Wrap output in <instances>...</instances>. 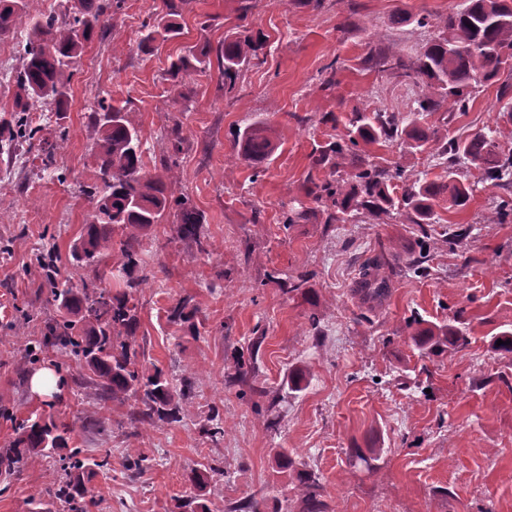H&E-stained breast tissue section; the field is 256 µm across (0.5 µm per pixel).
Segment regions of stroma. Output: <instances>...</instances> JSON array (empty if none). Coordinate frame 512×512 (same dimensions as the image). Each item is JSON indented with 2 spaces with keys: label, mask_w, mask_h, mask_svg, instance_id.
Segmentation results:
<instances>
[{
  "label": "stroma",
  "mask_w": 512,
  "mask_h": 512,
  "mask_svg": "<svg viewBox=\"0 0 512 512\" xmlns=\"http://www.w3.org/2000/svg\"><path fill=\"white\" fill-rule=\"evenodd\" d=\"M465 0H326L313 10L303 0H255L247 21L238 0H189L181 35L141 52L142 24L162 0H124L111 33L95 36L78 59L63 117L41 110L34 121L47 137L63 136L58 158L66 183L41 175L30 147L0 156V405L18 418H41L71 428L69 448L82 449L94 471L101 512H191L205 494L212 512L256 500L263 512H304L302 473L318 474L325 512H512V354L496 351L492 336L512 326V223L490 217L498 195L478 185L464 210L435 206L429 237L401 218L284 226L283 212L304 199L308 156L344 126L347 112L369 105L406 112L416 85L366 69L362 59L379 43L408 56L433 29L418 17H445ZM265 39L257 59L234 86L218 71L179 77L170 96L172 56L192 46L218 47L239 25ZM337 62L338 86L321 87V70ZM497 85L480 87L469 112L424 116L465 138L505 127ZM126 107L148 153L149 173L172 158L178 182L204 222L212 245L170 231L173 215L138 238L137 363L161 369L173 387L191 383L181 422H142L133 397L101 398L79 365L51 351L28 363L24 345L40 338L58 310L42 286L36 253L54 248L63 278L86 276L71 251L86 232L93 205L80 191L92 182L89 115L99 97ZM267 121L277 149L261 176L236 158V128ZM180 127L179 154L167 132ZM370 162L405 160L423 180L443 173L428 152L403 154L400 145L368 148ZM471 229L448 247L450 226ZM396 254L401 263L388 295L364 301L358 291L364 262ZM424 257L426 272L409 262ZM306 276L303 288L286 283ZM195 307L186 323L169 322L180 299ZM465 309L469 344L422 355L411 316L440 323ZM316 315L318 328L308 317ZM56 371L51 395L32 391L39 368ZM222 440L207 434L212 412ZM105 421V432L92 422ZM362 449L373 469L356 464ZM145 456L143 471L126 468ZM107 467H100L101 459ZM59 454L36 455L15 475L0 471V512H30V497L61 475ZM221 468L210 476L211 468ZM207 474L205 490L191 471Z\"/></svg>",
  "instance_id": "1"
}]
</instances>
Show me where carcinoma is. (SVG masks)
I'll return each instance as SVG.
<instances>
[{
	"mask_svg": "<svg viewBox=\"0 0 512 512\" xmlns=\"http://www.w3.org/2000/svg\"><path fill=\"white\" fill-rule=\"evenodd\" d=\"M124 0H67L60 12L34 14L30 0H0V34H24L20 41L22 65L16 84L30 106H54L64 111L70 98V83L65 71L75 67L84 42L94 35L112 30V17ZM167 12L156 14L143 25L146 34L140 40L144 50L174 40L182 27L172 20L176 15L171 0H165ZM421 28L436 26L439 34L428 40L415 55L407 58L397 52L372 45L364 57L368 69L390 71L420 87L409 104L407 115L381 109L356 110L346 123V134L316 147L309 155L304 193L326 213L325 223L379 217L397 213L405 223L415 224L422 233L425 225L436 223L434 206L448 198V207L462 209L470 201L473 187L458 178L460 167L471 165L479 171V181L512 193V152L505 151L512 130L494 131L489 137L477 134L469 139L450 137L437 127L420 125V117L441 109L466 112L476 88L499 81L501 71L512 65V0H467V5L445 18L432 22L428 15L417 19ZM261 38L240 33L224 36L217 50V69L224 81L234 84L240 72L261 49ZM212 49L191 47L170 62L168 74L206 72L212 68ZM92 156L95 181L82 193L94 204L87 238L73 247L74 260L85 267L97 268L112 258L109 226L125 231L121 242L120 275L115 291L98 289L85 279L76 287H59L60 269L54 251L47 250L36 258L44 272L42 287L60 310L69 314L85 313L81 321L72 319L45 321L43 337L26 350L29 363L57 348L82 364L85 382L102 394L132 395L142 405L141 418L177 423L181 420V402L192 394L185 383L174 393L162 372L148 373L137 367L133 342L139 324L136 294L144 278L133 275L140 260L134 248L140 233L163 220L167 211L177 207L172 232L178 238L194 240L202 253L207 242L200 233L202 219L186 199L173 197L176 178L169 164L163 173L146 172L148 148L138 128L130 121L124 106L98 100L91 113ZM42 127L34 126L26 109L0 119V154H10L25 143L38 139L40 171L56 169L62 138L49 141L37 137ZM407 144L416 150H431L444 175L435 181H420L400 165L367 163L362 157L370 145ZM238 156L260 172L268 164L276 143L269 135L268 123L255 122L235 134ZM311 209L291 208L283 224L291 226L309 221ZM391 264L380 255L363 267L360 289L368 300H379L388 293ZM465 310L460 309L448 323L424 325L414 336L424 355H438L449 345L463 349L469 338L463 332ZM0 417L15 423L17 438L0 448V463L10 469L25 464L32 454L55 450L66 438L53 423L17 420L8 408L0 406ZM64 476L32 496L33 512H53L60 505L66 512H90L98 506L96 494L86 486L85 459L80 450L71 452L62 464ZM305 488L307 512H324L320 500L321 486L307 473L301 478Z\"/></svg>",
	"mask_w": 512,
	"mask_h": 512,
	"instance_id": "carcinoma-1",
	"label": "carcinoma"
}]
</instances>
